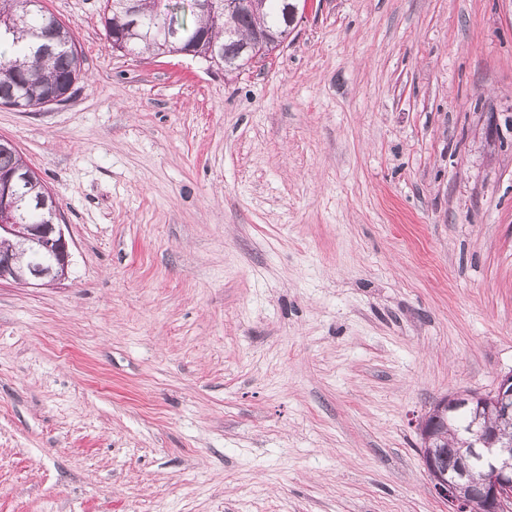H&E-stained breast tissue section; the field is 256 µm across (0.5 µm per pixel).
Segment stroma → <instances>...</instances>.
Here are the masks:
<instances>
[{
    "label": "stroma",
    "mask_w": 512,
    "mask_h": 512,
    "mask_svg": "<svg viewBox=\"0 0 512 512\" xmlns=\"http://www.w3.org/2000/svg\"><path fill=\"white\" fill-rule=\"evenodd\" d=\"M0 105L62 284L0 283V512H448L417 423L512 371V0H308L266 62Z\"/></svg>",
    "instance_id": "1"
}]
</instances>
